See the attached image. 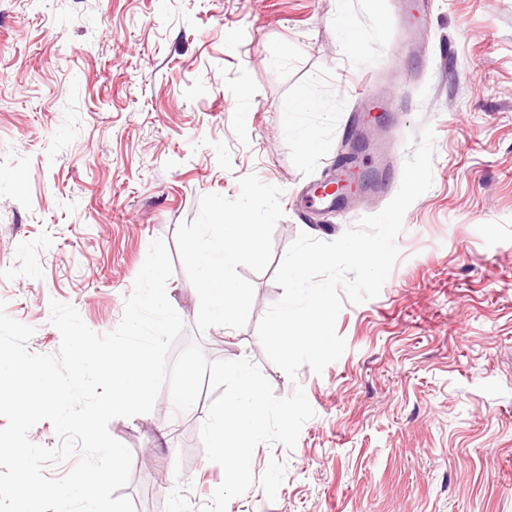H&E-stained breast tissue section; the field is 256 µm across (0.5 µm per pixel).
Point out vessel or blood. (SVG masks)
<instances>
[{"instance_id": "1", "label": "vessel or blood", "mask_w": 512, "mask_h": 512, "mask_svg": "<svg viewBox=\"0 0 512 512\" xmlns=\"http://www.w3.org/2000/svg\"><path fill=\"white\" fill-rule=\"evenodd\" d=\"M431 7V0H403L402 21L407 37L418 34ZM395 107L392 95L382 92L370 97L367 109L356 114L350 124L352 138L364 143V150L338 156L329 178L307 188L301 198L305 208L337 210L360 191H378L389 180L399 128L385 115Z\"/></svg>"}]
</instances>
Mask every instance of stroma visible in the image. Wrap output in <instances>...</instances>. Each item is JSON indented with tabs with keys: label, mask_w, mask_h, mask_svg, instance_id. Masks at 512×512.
<instances>
[{
	"label": "stroma",
	"mask_w": 512,
	"mask_h": 512,
	"mask_svg": "<svg viewBox=\"0 0 512 512\" xmlns=\"http://www.w3.org/2000/svg\"><path fill=\"white\" fill-rule=\"evenodd\" d=\"M395 0H0V300L53 353L50 300L98 334L121 322L153 240L173 265L182 343L248 358L277 397L303 388L315 415L294 449L255 450V485L227 512H512V0H435L394 56ZM359 36L339 44L338 17ZM400 70L402 138L431 126L433 184L406 210L400 256L378 296L344 303V354L289 378L257 324L282 296L273 270L241 268L248 324L198 332L199 296L177 247L201 196L234 199L256 174L281 188V261L299 233L332 241L396 194L300 214L296 196L350 147L372 78ZM310 154L289 130L302 92ZM215 397L176 413L113 419L132 452L122 495L136 512H199L223 479L199 429Z\"/></svg>",
	"instance_id": "obj_1"
}]
</instances>
